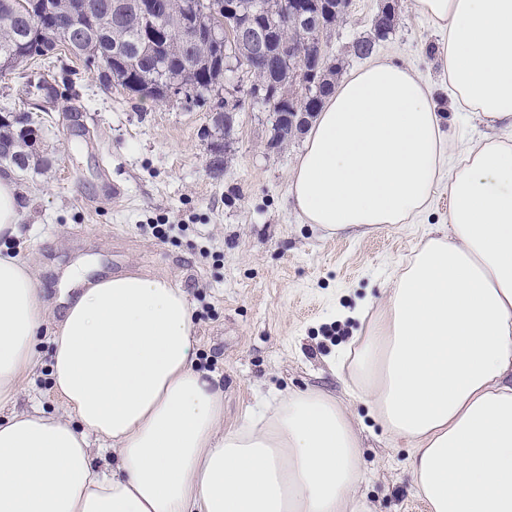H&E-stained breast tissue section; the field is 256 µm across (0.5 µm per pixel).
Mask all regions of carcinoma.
<instances>
[{"mask_svg":"<svg viewBox=\"0 0 512 512\" xmlns=\"http://www.w3.org/2000/svg\"><path fill=\"white\" fill-rule=\"evenodd\" d=\"M25 2L31 4L34 0H0V73L35 56H47L54 49L50 39L41 46L31 38L30 13L23 7ZM190 2L199 14L206 16L224 0H156L151 25L140 18L137 0H109L96 22L73 27L63 41L74 48L73 55L82 59L87 69L97 71L105 82L116 73L123 79L122 85L136 96L149 80L164 88L177 86L193 98L194 105L204 107L211 102V94L224 83V58L234 59L241 70L251 75L252 85L272 93L292 78L298 64L296 59L281 54V45L300 40L306 32L313 33L320 7L329 9L323 15L328 31L347 17L344 12H336V0H299L298 12L275 28L268 24L266 16L252 13V0H244L240 14L226 17L233 36L193 41L182 32L183 15ZM375 18L379 19L373 25L376 36L353 43L354 54L360 58L371 55L376 41L385 38L398 24L389 5ZM246 21L268 37L271 48L264 60L256 59L247 41L236 35L237 28ZM341 70L339 63H324L322 79L311 84L310 92L299 93L297 111L308 113V119L281 124L277 136L282 143L304 133L332 93ZM0 129L3 130L0 139L12 142L6 164L21 171L29 169L33 162L27 151L32 146L33 135L29 113H18L11 123L0 118ZM210 154L208 171L218 179L224 175L223 138L210 143Z\"/></svg>","mask_w":512,"mask_h":512,"instance_id":"carcinoma-1","label":"carcinoma"}]
</instances>
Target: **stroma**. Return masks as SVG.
Wrapping results in <instances>:
<instances>
[{"mask_svg":"<svg viewBox=\"0 0 512 512\" xmlns=\"http://www.w3.org/2000/svg\"><path fill=\"white\" fill-rule=\"evenodd\" d=\"M380 4L351 0L346 21L327 34V50L342 56L344 72L362 67L348 47L370 33ZM399 7L397 26L375 54L417 70L447 106L439 35L410 0ZM43 74L71 90L52 111L31 113L38 131L33 152L46 164L16 174L25 208L12 247L55 312L63 310L59 282L83 263L91 281L129 272L168 276L190 305L200 370L224 385L225 427L264 396L317 388L346 399L330 365L360 323L339 312L382 299L389 277L426 234L447 230V186L414 223L328 237L301 223L290 200L288 177L302 138L268 149L272 114L247 98L242 72L227 73L219 90L220 97L242 100L243 109L218 180L208 173L207 110L177 98L133 96L63 48L0 74V108L40 102V95H28L26 80ZM110 182L125 194L98 206ZM151 224L164 225L165 237L148 232ZM50 364L51 346L39 339L17 409L57 410ZM351 408L364 444L360 492L373 512H426L407 471L409 445L386 436L363 403Z\"/></svg>","mask_w":512,"mask_h":512,"instance_id":"stroma-1","label":"stroma"}]
</instances>
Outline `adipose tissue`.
Listing matches in <instances>:
<instances>
[{
	"label": "adipose tissue",
	"instance_id": "ef3b65f1",
	"mask_svg": "<svg viewBox=\"0 0 512 512\" xmlns=\"http://www.w3.org/2000/svg\"><path fill=\"white\" fill-rule=\"evenodd\" d=\"M414 8L441 34L451 109L488 135L454 147L423 77L377 59L336 85L289 177L302 223L331 236L412 223L448 184L447 232L355 312L334 367L348 400L285 393L225 428L173 279L86 283L55 323L30 266L0 255V404L46 333L61 407L0 418V512H371L352 399L410 445L427 512H512V138L495 134L512 128V0ZM22 211L1 171L0 239L19 236ZM97 441L115 468L96 463Z\"/></svg>",
	"mask_w": 512,
	"mask_h": 512
}]
</instances>
